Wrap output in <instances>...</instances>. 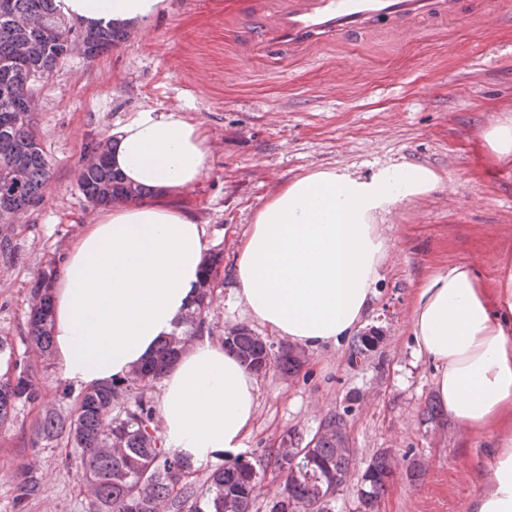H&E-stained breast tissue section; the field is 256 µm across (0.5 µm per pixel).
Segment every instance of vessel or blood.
<instances>
[{"label":"vessel or blood","mask_w":512,"mask_h":512,"mask_svg":"<svg viewBox=\"0 0 512 512\" xmlns=\"http://www.w3.org/2000/svg\"><path fill=\"white\" fill-rule=\"evenodd\" d=\"M493 7L494 0H224V29L238 34L243 56L273 45L296 59L332 41L356 44L380 20L420 18L445 28Z\"/></svg>","instance_id":"b4317fda"}]
</instances>
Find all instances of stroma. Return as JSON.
Here are the masks:
<instances>
[{"label":"stroma","mask_w":512,"mask_h":512,"mask_svg":"<svg viewBox=\"0 0 512 512\" xmlns=\"http://www.w3.org/2000/svg\"><path fill=\"white\" fill-rule=\"evenodd\" d=\"M394 28L384 22L365 33L359 61L338 79L337 46L279 64L258 49L251 64H240L224 50L220 0H164L120 46L93 59L73 50L35 86L50 179L15 226L17 263L0 265V336L26 335L32 281L96 211L78 187L84 154L145 106L182 110L211 136L206 174L173 200L206 224L209 251L224 254L207 314L217 341L249 321L230 300L236 241L284 183L322 167L429 166L443 188L398 205L385 221L394 247L368 315L381 336L371 360L353 365L347 339L306 351L295 376L270 370L259 380L255 423L240 454L261 453L288 429L311 437L336 413L356 461L332 512H359L357 480L382 448L422 459L425 474L399 475L378 512H468L488 475L492 439L445 416L424 422L436 397L435 364L415 351L408 309L415 284L435 267L467 260L494 284L512 266V159H493L481 137L490 121L512 115V31L497 30L489 16L424 31L405 47ZM30 366L44 405H61L67 386L54 361L34 357ZM44 405L21 408L18 424L0 429V512H15V477L29 464L44 492L25 512H88L64 448H34L22 438L21 426H32Z\"/></svg>","instance_id":"obj_1"}]
</instances>
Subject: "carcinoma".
<instances>
[{
    "label": "carcinoma",
    "instance_id": "obj_1",
    "mask_svg": "<svg viewBox=\"0 0 512 512\" xmlns=\"http://www.w3.org/2000/svg\"><path fill=\"white\" fill-rule=\"evenodd\" d=\"M36 15L49 27L60 24L63 12L57 0H0V84L11 86L7 96L0 95V219L37 203L48 180L47 159L37 120L17 121L33 86L27 71L50 74L62 61V46L55 45L43 56L20 58L30 31L25 18ZM130 33L119 26L87 27L83 43L94 58L126 42ZM99 162L81 172L79 189L95 206L122 205L143 200L150 190L124 184L108 160V144L96 146ZM25 172L23 182L9 180L11 172ZM18 259L12 236H0V263ZM224 264L221 253L211 254L199 286L196 307L183 321L178 337L188 340L206 323V309L211 303V288ZM56 269L42 271L30 289L28 344L49 357L52 348L50 300ZM224 347L234 352L256 375L276 367L284 375L299 372L302 360L292 347L266 349V340L246 325L228 331ZM179 350L174 340L164 342L149 362L137 367L120 382L86 388L77 394L67 393L70 407L59 411L45 407L43 416L33 424L32 446L51 447L64 441L68 458L77 466L95 512H252L257 490L271 461L262 454L257 459L237 457L212 471L199 486L189 480L192 464L164 447L155 434V410L146 390L157 383ZM0 356L7 370L0 376V428L13 422L18 407L43 403V394L32 376L26 360L18 359L13 342L0 336ZM343 419L337 414L326 416L315 434L306 440L312 445L298 455L295 448L283 453L295 460L281 475L279 494L266 504L267 512H329L347 480L355 460ZM398 467L392 449L378 451L365 467L357 491L360 512H375ZM44 492L36 473L24 470L17 477L15 501L23 506Z\"/></svg>",
    "mask_w": 512,
    "mask_h": 512
}]
</instances>
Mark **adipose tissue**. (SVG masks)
Returning a JSON list of instances; mask_svg holds the SVG:
<instances>
[{
    "label": "adipose tissue",
    "mask_w": 512,
    "mask_h": 512,
    "mask_svg": "<svg viewBox=\"0 0 512 512\" xmlns=\"http://www.w3.org/2000/svg\"><path fill=\"white\" fill-rule=\"evenodd\" d=\"M162 0H62L87 23L139 22ZM210 135L178 110L141 109L114 129L110 161L151 202L98 209L65 252L52 293L53 358L76 389L118 382L150 360L196 300L206 227L167 204L207 172ZM415 163L345 166L284 184L255 211L234 257L235 302L269 333L308 349L337 344L363 324L393 243L384 221L398 205L440 189ZM410 323L418 354L436 364L448 417L494 435L486 484L470 512H512V273L488 287L461 260L415 286ZM257 377L223 343L195 339L161 380L164 447L204 465L243 448L257 409Z\"/></svg>",
    "instance_id": "adipose-tissue-1"
}]
</instances>
